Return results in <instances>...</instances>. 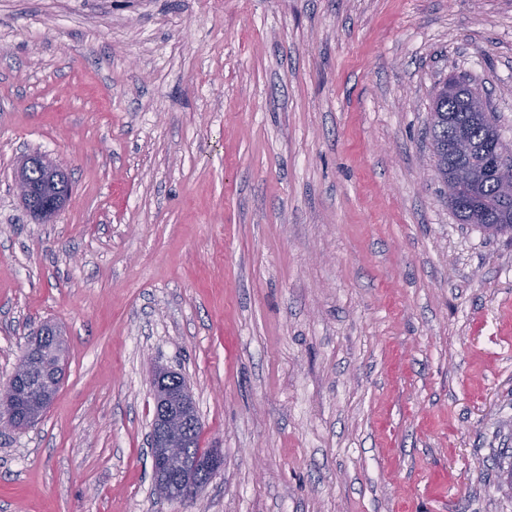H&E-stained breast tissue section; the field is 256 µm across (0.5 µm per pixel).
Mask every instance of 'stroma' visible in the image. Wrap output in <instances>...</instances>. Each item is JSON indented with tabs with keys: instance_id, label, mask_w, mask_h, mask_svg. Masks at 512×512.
Returning a JSON list of instances; mask_svg holds the SVG:
<instances>
[{
	"instance_id": "1",
	"label": "stroma",
	"mask_w": 512,
	"mask_h": 512,
	"mask_svg": "<svg viewBox=\"0 0 512 512\" xmlns=\"http://www.w3.org/2000/svg\"><path fill=\"white\" fill-rule=\"evenodd\" d=\"M457 75L512 145V0H0V385L42 326L67 362L0 512H512V237L427 133ZM159 366L224 456L185 502ZM32 169H39L42 178L31 180ZM66 173L49 157L30 156L22 162L16 175L20 194L30 203L42 223L53 221L70 201V191L64 187ZM437 175L448 186V206L462 224H477L491 235H512V202L500 194L497 184L490 179L482 183L478 197L470 205V186L458 181L454 164L439 161Z\"/></svg>"
}]
</instances>
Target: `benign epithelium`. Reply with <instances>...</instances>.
Wrapping results in <instances>:
<instances>
[{"mask_svg":"<svg viewBox=\"0 0 512 512\" xmlns=\"http://www.w3.org/2000/svg\"><path fill=\"white\" fill-rule=\"evenodd\" d=\"M65 176L55 161L41 155L26 158L18 168V191L44 223L54 220L70 201L71 194L64 187ZM30 370L35 383L28 391L20 392L11 381L0 386V417L15 422V412L22 408L25 418L21 425L26 427L42 417L65 374L61 368L47 371L34 360L30 361ZM170 374L169 369L158 367L152 378L154 414L160 428L150 435V448L158 491L167 499L181 500L200 487V477L213 476L221 469L223 457L216 448L201 450L190 458L181 452L189 429L199 426V422L190 411L192 399L187 384L175 393L167 391Z\"/></svg>","mask_w":512,"mask_h":512,"instance_id":"obj_1","label":"benign epithelium"}]
</instances>
